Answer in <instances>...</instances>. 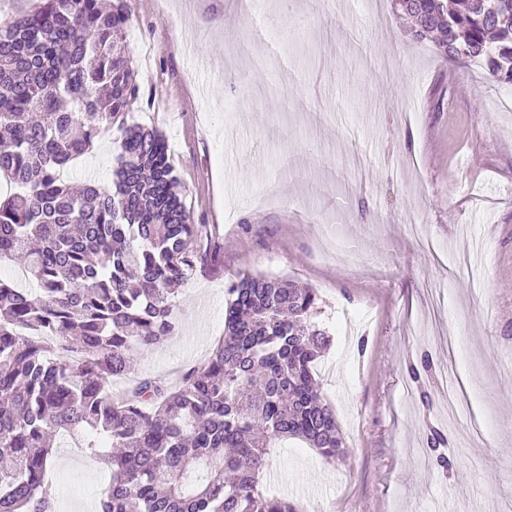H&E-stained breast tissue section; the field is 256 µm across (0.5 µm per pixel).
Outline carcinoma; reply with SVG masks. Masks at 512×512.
<instances>
[{
	"instance_id": "cac0c4a2",
	"label": "carcinoma",
	"mask_w": 512,
	"mask_h": 512,
	"mask_svg": "<svg viewBox=\"0 0 512 512\" xmlns=\"http://www.w3.org/2000/svg\"><path fill=\"white\" fill-rule=\"evenodd\" d=\"M409 32L512 84V0H393ZM126 0H41L0 21V512H56L50 436H83L111 479L98 512H298L262 480L274 440L344 453L314 365L318 295L246 274L224 336L175 386L112 394L134 355L177 332L173 285L201 259L164 138L130 121L140 96ZM119 133L112 190L63 171Z\"/></svg>"
}]
</instances>
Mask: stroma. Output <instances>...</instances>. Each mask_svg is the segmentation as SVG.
<instances>
[{"label": "stroma", "instance_id": "1", "mask_svg": "<svg viewBox=\"0 0 512 512\" xmlns=\"http://www.w3.org/2000/svg\"><path fill=\"white\" fill-rule=\"evenodd\" d=\"M257 3L265 36L241 0H127L130 115L165 136L208 258L178 287L177 334L113 391L202 366L230 284L284 277L319 296L314 371L346 452L278 443L267 495L299 512H512V85L413 41L391 0ZM117 137L67 181L110 186ZM414 369L421 388L459 379L433 412ZM449 405L458 426L420 464L410 450ZM70 445L54 442L58 510L97 512L109 472Z\"/></svg>", "mask_w": 512, "mask_h": 512}]
</instances>
